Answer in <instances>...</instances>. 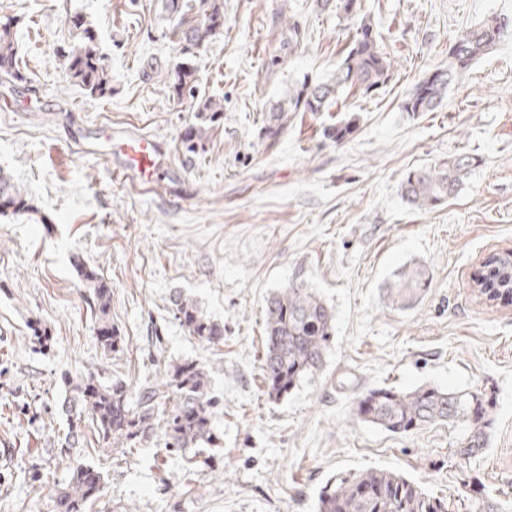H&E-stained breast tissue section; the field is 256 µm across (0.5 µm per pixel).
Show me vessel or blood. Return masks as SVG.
<instances>
[{"label":"vessel or blood","instance_id":"1","mask_svg":"<svg viewBox=\"0 0 512 512\" xmlns=\"http://www.w3.org/2000/svg\"><path fill=\"white\" fill-rule=\"evenodd\" d=\"M95 152L113 160L112 175L126 181L137 180L150 184L160 166L161 146L149 136H134L124 141H105L96 144Z\"/></svg>","mask_w":512,"mask_h":512}]
</instances>
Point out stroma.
Instances as JSON below:
<instances>
[{
  "instance_id": "obj_1",
  "label": "stroma",
  "mask_w": 512,
  "mask_h": 512,
  "mask_svg": "<svg viewBox=\"0 0 512 512\" xmlns=\"http://www.w3.org/2000/svg\"><path fill=\"white\" fill-rule=\"evenodd\" d=\"M360 3L346 17L315 0H224L223 32L193 61L196 95L179 98L164 82L180 56L163 0H0L25 76L0 81V170L39 209L0 215V445L10 453L0 512H50L68 473L54 452L69 429L68 380L92 373L136 388L156 381L158 363L185 360L204 367L224 404L211 466L189 476L183 456L151 447L120 461L88 456L105 478L103 512H315L328 480L370 468L456 499L467 478L456 431L391 434L353 414L361 391L425 385L492 393L491 443L471 473L484 492L463 512H512V305L487 301L472 282L486 257L512 251V0ZM75 14L98 33L111 96H89L56 56ZM363 16L395 61L391 80L296 113L265 141L271 102L302 79L329 78ZM491 16L508 24L494 49L435 111L404 112L413 85L447 65L454 39ZM292 23L302 40L286 50ZM202 98L223 103L219 122H201ZM350 118L349 140L326 136ZM105 126L157 139L169 181L113 179L79 148ZM192 128L202 137L190 153L182 140ZM460 153L481 164L458 195L406 208V173ZM410 263L428 267L426 295L408 311L386 307L381 288ZM84 265L112 288L124 352L97 338ZM300 280L332 308L335 334L322 369L271 399L260 371L265 298ZM177 293L223 325L222 341L188 335L172 312Z\"/></svg>"
}]
</instances>
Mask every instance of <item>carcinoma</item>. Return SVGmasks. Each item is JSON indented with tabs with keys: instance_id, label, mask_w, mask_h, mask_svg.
<instances>
[{
	"instance_id": "1",
	"label": "carcinoma",
	"mask_w": 512,
	"mask_h": 512,
	"mask_svg": "<svg viewBox=\"0 0 512 512\" xmlns=\"http://www.w3.org/2000/svg\"><path fill=\"white\" fill-rule=\"evenodd\" d=\"M347 15L359 14V0H317L321 8L331 7ZM169 32L182 58L166 74L176 96L191 91L198 83L197 71L189 60L208 41L224 30V0H166ZM73 41L59 52L70 78L92 96L112 95V76L98 54V35L82 16L70 18ZM488 30V21L470 26L448 49V66L419 80L403 102V111L416 116L441 105L458 75L488 54L504 33ZM394 61L380 45L369 20L359 22L355 39L336 64L325 83L307 80L288 89L264 120L262 135L275 141L288 128L297 112H320L348 89L365 94L379 89L393 76ZM0 79L25 80L18 67L12 19L0 20ZM224 111L220 101H199L197 112L211 119ZM353 119L342 121L327 131V137L344 142L355 133ZM480 159L459 154L433 166L408 171L401 183L402 202L411 209L426 210L455 197ZM35 212L31 198L10 177L0 172V213ZM81 275L92 293L88 305L96 316L97 334L109 352L124 351V337L117 333L109 315L112 289L90 267ZM475 282L489 298L507 299L512 304V252L496 253L480 266ZM428 269L423 264L405 266L396 279L383 288V300L393 308L408 310L427 292ZM175 315L190 336L210 343L224 339V328L211 321L198 304L176 294ZM334 336L332 308L307 286L292 283L270 294L265 303V350L261 372L269 397L277 399L302 379L319 371ZM216 397L209 391L203 367L194 363L165 368L159 384L138 389L119 380L104 384L94 376L79 379L62 402V411L75 424L91 422L98 447L120 448L131 454L160 435L165 453H186L191 448H210L218 440L215 429ZM494 407L492 396L482 389L441 390L421 386L402 391L394 387L371 388L358 395L353 412L356 418L393 434L413 432L426 425L448 424L459 429L456 457L460 465L474 462L490 445L489 429ZM79 438L69 432L59 441L58 456L69 461V478L51 498V512H94L105 496L103 473L81 459ZM458 504L426 491L414 480L387 468H372L341 476L328 482L318 495L317 512H456Z\"/></svg>"
}]
</instances>
